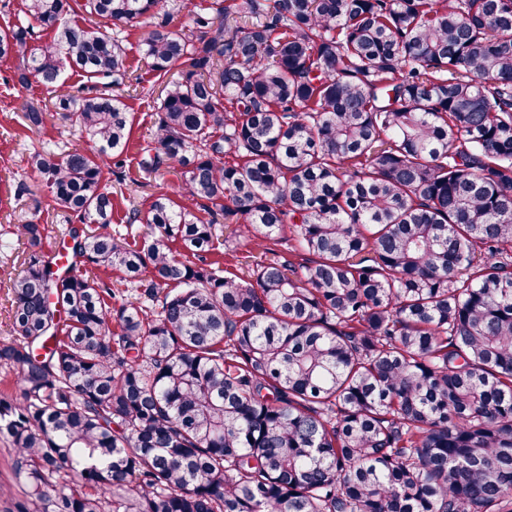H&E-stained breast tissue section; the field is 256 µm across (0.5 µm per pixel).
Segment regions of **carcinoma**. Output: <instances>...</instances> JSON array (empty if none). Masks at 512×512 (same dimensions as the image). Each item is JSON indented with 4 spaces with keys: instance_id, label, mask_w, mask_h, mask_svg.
Instances as JSON below:
<instances>
[{
    "instance_id": "cac0c4a2",
    "label": "carcinoma",
    "mask_w": 512,
    "mask_h": 512,
    "mask_svg": "<svg viewBox=\"0 0 512 512\" xmlns=\"http://www.w3.org/2000/svg\"><path fill=\"white\" fill-rule=\"evenodd\" d=\"M165 7L22 0L0 27L21 83L90 84L55 102L87 147L28 158L67 224L52 258L17 225L6 512H512V0H214L151 30L140 170L178 165L207 217L161 191L132 248L100 24ZM241 239L247 274L195 263ZM12 447L0 439V486L8 490L11 496L19 497L23 492V485L17 483L12 471Z\"/></svg>"
}]
</instances>
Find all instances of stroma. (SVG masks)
Returning <instances> with one entry per match:
<instances>
[{"label": "stroma", "mask_w": 512, "mask_h": 512, "mask_svg": "<svg viewBox=\"0 0 512 512\" xmlns=\"http://www.w3.org/2000/svg\"><path fill=\"white\" fill-rule=\"evenodd\" d=\"M188 21L186 12L181 11L169 15L161 13L133 27L111 25L107 28L108 33L124 41L127 65L140 79L136 87L125 84L119 87L120 93L129 98L133 135L124 154L127 180L111 187L117 203L115 220H127L135 209L147 213L154 192L153 187L138 189L133 185L134 179L140 176L141 147L149 141L158 120L159 87L154 84L143 58L140 40L155 26L165 23L176 29ZM15 67V62H0V337L10 333L11 296L7 285L18 268L16 257L23 250L21 241L14 234L16 225L25 222L44 225L43 251L47 256L56 255L62 245L63 215L43 190L37 174L28 167V156L35 151L57 152L85 145L69 122L51 112L55 93L33 80L20 84ZM31 105L48 110L44 125L36 132L26 128L23 118L26 108Z\"/></svg>", "instance_id": "obj_1"}]
</instances>
